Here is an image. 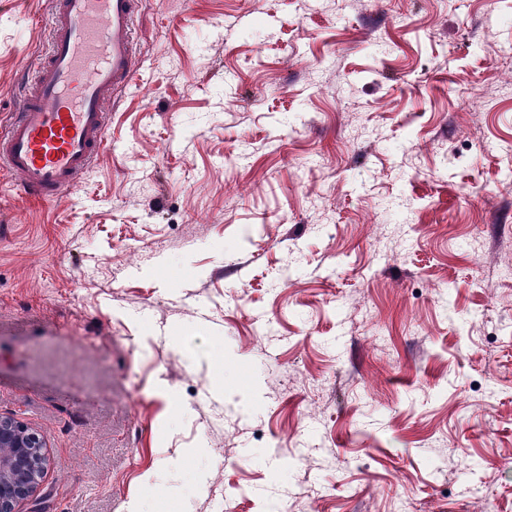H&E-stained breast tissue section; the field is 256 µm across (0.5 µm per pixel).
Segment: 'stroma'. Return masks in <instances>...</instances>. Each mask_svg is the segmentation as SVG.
Wrapping results in <instances>:
<instances>
[{
	"mask_svg": "<svg viewBox=\"0 0 512 512\" xmlns=\"http://www.w3.org/2000/svg\"><path fill=\"white\" fill-rule=\"evenodd\" d=\"M52 12L0 0V125ZM135 27L77 186L0 173V414L47 442L43 512H512V0Z\"/></svg>",
	"mask_w": 512,
	"mask_h": 512,
	"instance_id": "stroma-1",
	"label": "stroma"
}]
</instances>
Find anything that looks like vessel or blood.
<instances>
[{
    "label": "vessel or blood",
    "instance_id": "1",
    "mask_svg": "<svg viewBox=\"0 0 512 512\" xmlns=\"http://www.w3.org/2000/svg\"><path fill=\"white\" fill-rule=\"evenodd\" d=\"M139 0H54L48 50L18 112L0 129V170L23 194L53 198L77 185L107 145L104 107L135 71Z\"/></svg>",
    "mask_w": 512,
    "mask_h": 512
}]
</instances>
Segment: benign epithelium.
I'll return each mask as SVG.
<instances>
[{
    "instance_id": "1",
    "label": "benign epithelium",
    "mask_w": 512,
    "mask_h": 512,
    "mask_svg": "<svg viewBox=\"0 0 512 512\" xmlns=\"http://www.w3.org/2000/svg\"><path fill=\"white\" fill-rule=\"evenodd\" d=\"M45 439L22 420L0 415V512H18L23 501L41 512L37 493L45 474Z\"/></svg>"
}]
</instances>
